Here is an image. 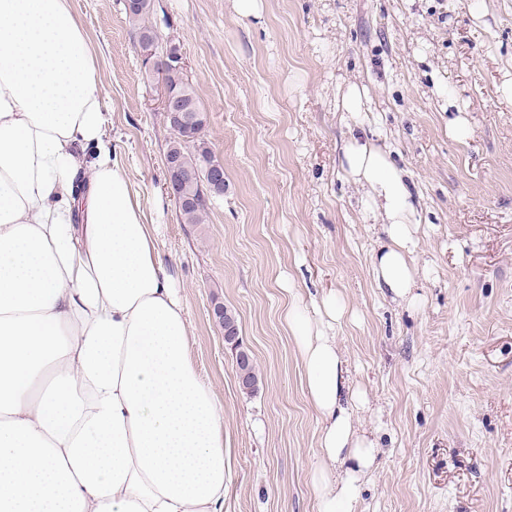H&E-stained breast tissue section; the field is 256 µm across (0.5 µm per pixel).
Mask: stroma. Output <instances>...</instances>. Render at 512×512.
Segmentation results:
<instances>
[{
  "mask_svg": "<svg viewBox=\"0 0 512 512\" xmlns=\"http://www.w3.org/2000/svg\"><path fill=\"white\" fill-rule=\"evenodd\" d=\"M224 163L185 224L170 137L124 0H74L99 53L108 133L182 288L193 360L224 408V512H318L321 417L284 320L339 294L345 406L380 449L355 512H512V0H154ZM367 89L346 111L348 83ZM463 118L469 138L449 122ZM388 149L419 204L416 302L380 288L384 227L340 166L350 131ZM236 318L237 344L212 315ZM257 386H239L237 348ZM211 205V200L198 194L194 202L179 209L181 221L185 224H202Z\"/></svg>",
  "mask_w": 512,
  "mask_h": 512,
  "instance_id": "stroma-1",
  "label": "stroma"
}]
</instances>
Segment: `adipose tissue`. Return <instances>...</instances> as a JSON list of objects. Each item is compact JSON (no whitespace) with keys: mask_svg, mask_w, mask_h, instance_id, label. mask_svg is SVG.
I'll use <instances>...</instances> for the list:
<instances>
[{"mask_svg":"<svg viewBox=\"0 0 512 512\" xmlns=\"http://www.w3.org/2000/svg\"><path fill=\"white\" fill-rule=\"evenodd\" d=\"M99 55L73 0H0V512H224V409L195 367L185 299L112 156ZM341 166L387 226L374 259L413 299L416 207L386 152ZM317 312L285 321L322 416L318 512H354L376 457L343 406L344 360ZM352 468L337 479V463Z\"/></svg>","mask_w":512,"mask_h":512,"instance_id":"adipose-tissue-1","label":"adipose tissue"}]
</instances>
